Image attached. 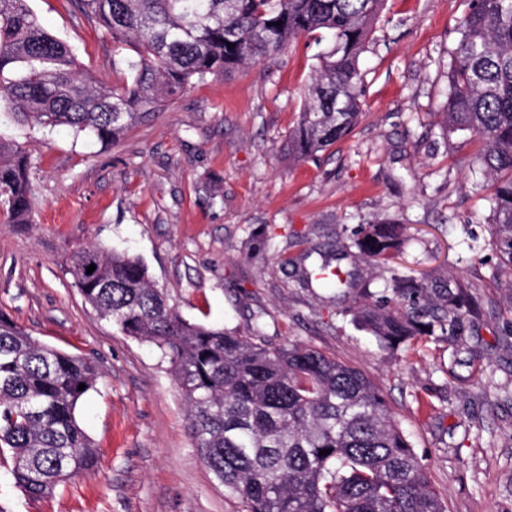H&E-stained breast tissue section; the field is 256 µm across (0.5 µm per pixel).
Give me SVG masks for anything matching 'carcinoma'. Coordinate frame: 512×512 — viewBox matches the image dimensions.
<instances>
[{"label":"carcinoma","instance_id":"1","mask_svg":"<svg viewBox=\"0 0 512 512\" xmlns=\"http://www.w3.org/2000/svg\"><path fill=\"white\" fill-rule=\"evenodd\" d=\"M383 2L80 0L115 50L130 51V80L117 85L83 71L29 0H0V116L114 142L194 81L320 32L327 47L288 140L295 158L309 159L347 138L359 120L360 55ZM457 32L444 129L480 145L498 267L512 273V0H471ZM27 170L21 147L0 143V215L8 224L29 223ZM405 232L378 217L342 245L381 269V291L331 270L327 260L299 284L316 281L335 300L351 298L341 314L389 349L435 336L462 340L479 314L471 286L393 265ZM68 273L100 318L159 350L200 457L242 512H446L382 392L357 369L315 348L268 343L261 312L246 336L185 320L141 259L126 252L75 244ZM95 381L88 361L40 343L0 313V457L9 453L14 485L25 495L49 496L93 469L96 449L76 409Z\"/></svg>","mask_w":512,"mask_h":512}]
</instances>
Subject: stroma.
<instances>
[{
  "label": "stroma",
  "instance_id": "stroma-1",
  "mask_svg": "<svg viewBox=\"0 0 512 512\" xmlns=\"http://www.w3.org/2000/svg\"><path fill=\"white\" fill-rule=\"evenodd\" d=\"M83 67L119 84L112 41L78 0H30ZM468 0H385L360 56L363 112L313 159L288 137L322 46L304 34L279 54L193 84L118 141L4 121L28 154L27 224L0 221V312L41 343L90 360L97 380L78 413L94 468L31 498L0 461V512H241L200 458L179 389L152 344L120 334L67 272L71 245L140 257L191 322L247 333L263 310L271 343L316 348L384 391L448 512H512V290L497 264L470 135L446 134L448 53ZM380 215L407 226L398 262L474 284L463 340L397 351L343 319L317 287L320 248ZM432 403L430 411L419 400Z\"/></svg>",
  "mask_w": 512,
  "mask_h": 512
}]
</instances>
